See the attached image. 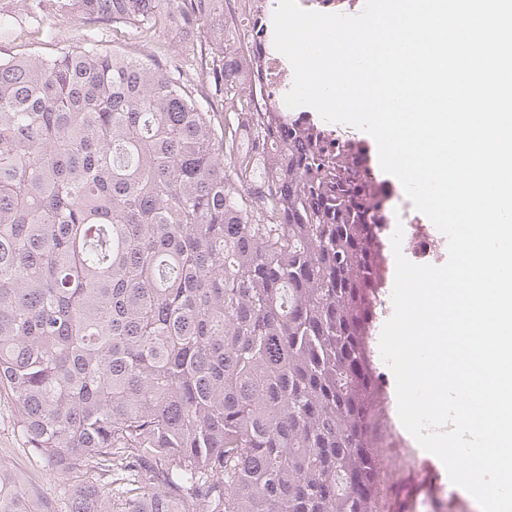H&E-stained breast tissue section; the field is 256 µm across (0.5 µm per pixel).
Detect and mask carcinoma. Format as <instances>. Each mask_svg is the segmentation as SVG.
Wrapping results in <instances>:
<instances>
[{"label": "carcinoma", "mask_w": 512, "mask_h": 512, "mask_svg": "<svg viewBox=\"0 0 512 512\" xmlns=\"http://www.w3.org/2000/svg\"><path fill=\"white\" fill-rule=\"evenodd\" d=\"M60 8L135 42L0 58V392L75 476L0 512H389L365 150L240 90L251 0ZM159 46L162 47V51L165 50L164 55L169 60L179 59L188 53L191 42L184 36L182 31L176 28H168L163 30L158 38Z\"/></svg>", "instance_id": "carcinoma-1"}]
</instances>
